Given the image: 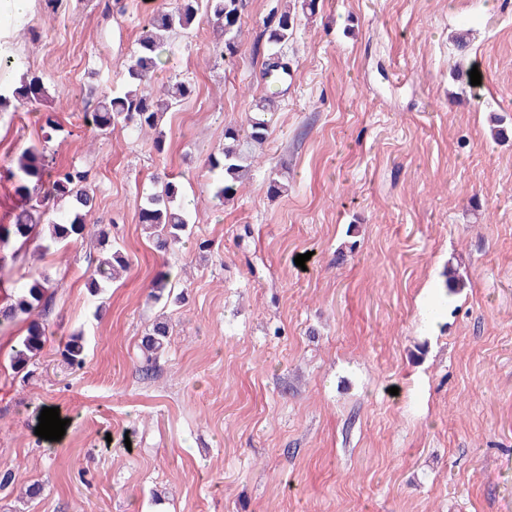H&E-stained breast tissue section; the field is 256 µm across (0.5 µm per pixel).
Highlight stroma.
I'll return each mask as SVG.
<instances>
[{
  "label": "stroma",
  "mask_w": 512,
  "mask_h": 512,
  "mask_svg": "<svg viewBox=\"0 0 512 512\" xmlns=\"http://www.w3.org/2000/svg\"><path fill=\"white\" fill-rule=\"evenodd\" d=\"M165 2L0 15L20 63L6 79L28 69L47 89L0 112V166L56 115L47 155L89 171L92 219L129 262L93 297V239L0 251V303L52 285L31 375L10 362L24 321L0 330V512H512V0H317L279 48L293 78L225 204L207 158L270 93L264 23L285 0H246L233 64L207 18L168 40L154 84L193 93L159 151L150 131L86 127L79 93L120 89ZM459 62L480 85L456 80ZM169 178L193 234L164 251L138 208ZM162 272L182 303L150 298ZM161 314L167 353L146 374L139 344ZM46 407L68 421L61 440L35 433Z\"/></svg>",
  "instance_id": "stroma-1"
}]
</instances>
